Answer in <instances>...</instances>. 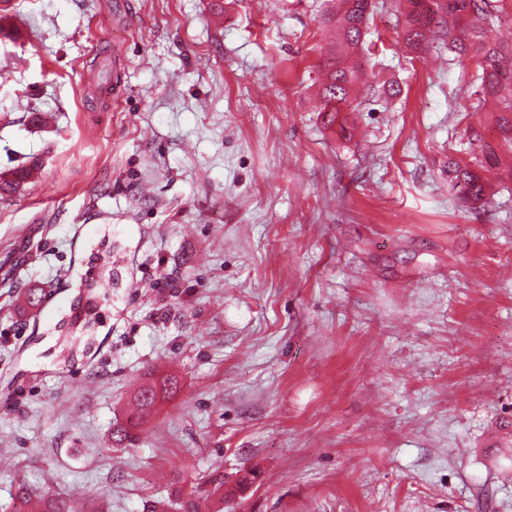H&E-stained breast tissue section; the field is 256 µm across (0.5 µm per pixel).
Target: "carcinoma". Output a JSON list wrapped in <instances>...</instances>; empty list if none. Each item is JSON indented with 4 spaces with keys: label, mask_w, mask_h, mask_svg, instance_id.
I'll return each instance as SVG.
<instances>
[{
    "label": "carcinoma",
    "mask_w": 512,
    "mask_h": 512,
    "mask_svg": "<svg viewBox=\"0 0 512 512\" xmlns=\"http://www.w3.org/2000/svg\"><path fill=\"white\" fill-rule=\"evenodd\" d=\"M374 0H326L320 16L321 24L332 31L325 48V79L319 95L323 111L330 113L328 123L333 125L341 106L347 104L353 93L374 96L385 90V85L365 80L363 65L356 55L363 48V29L374 18ZM512 23V0H406L402 38L415 52L444 47L460 62L476 65L482 97L479 105H496L497 122L504 141L512 147V44L504 45L492 36V28L504 22ZM493 150H483L482 158L470 162L448 156V178L464 198L480 201L485 196V177L476 168L487 171L495 166ZM15 168L8 176H0V190L9 191L27 182L30 168ZM178 380L166 377L161 382L144 385L136 397L138 415L155 405L158 395L174 394ZM135 439L134 426L112 427V442L117 445ZM13 512H80L74 501L52 494L34 497L24 483L14 487ZM224 473L215 468L205 475L204 487L183 490L171 500H162L151 506L149 512H223Z\"/></svg>",
    "instance_id": "carcinoma-1"
}]
</instances>
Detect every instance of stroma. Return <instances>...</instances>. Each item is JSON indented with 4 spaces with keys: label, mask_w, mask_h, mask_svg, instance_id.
I'll return each instance as SVG.
<instances>
[{
    "label": "stroma",
    "mask_w": 512,
    "mask_h": 512,
    "mask_svg": "<svg viewBox=\"0 0 512 512\" xmlns=\"http://www.w3.org/2000/svg\"><path fill=\"white\" fill-rule=\"evenodd\" d=\"M323 0H11L0 17V512H512V153L472 64L364 46L319 112ZM500 149L485 199L448 159ZM50 284L53 316L21 314ZM179 380L117 448L148 377ZM255 480L238 490L241 472ZM204 489L200 486L182 490L171 500H162L151 506L149 512H223L224 472L215 468L205 475ZM209 503H216L212 508ZM220 505L223 507L220 508ZM12 500L15 509L12 512H80L72 499L61 498L52 494H44L33 498L31 491L24 483L14 487Z\"/></svg>",
    "instance_id": "1"
}]
</instances>
